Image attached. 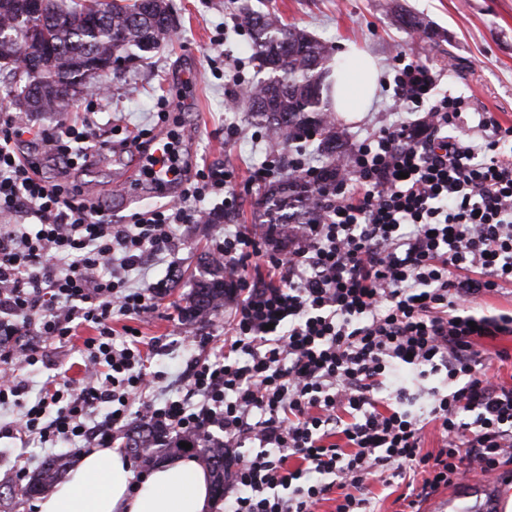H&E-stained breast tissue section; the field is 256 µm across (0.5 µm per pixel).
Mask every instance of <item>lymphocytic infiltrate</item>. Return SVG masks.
<instances>
[{
	"mask_svg": "<svg viewBox=\"0 0 512 512\" xmlns=\"http://www.w3.org/2000/svg\"><path fill=\"white\" fill-rule=\"evenodd\" d=\"M438 74L412 60L394 84L399 115L355 145L322 218L300 225L288 254L257 229L225 231L217 250L234 275L231 335L215 359L195 360L187 399L156 401L137 335L115 345L114 315L156 311L165 290L144 281L175 247L172 227L203 218L205 198H235L232 168L187 180L179 150L171 173L183 197L115 224L78 188L46 179L43 159L67 164L97 147L90 124L30 132L0 123V406L16 422L0 435L28 443L108 447L139 416L167 435L221 440L234 495L225 512H367L377 477L422 480L408 512L470 470L512 465V384L499 382L483 343L512 335V313L473 316L471 303L512 287V124L468 113L461 97L434 98ZM43 154H21L24 136ZM254 277H247V269ZM94 326L79 384L52 382L29 399L21 371ZM402 369L445 375L409 410ZM439 424L437 453L421 449ZM258 444L245 454V441Z\"/></svg>",
	"mask_w": 512,
	"mask_h": 512,
	"instance_id": "lymphocytic-infiltrate-1",
	"label": "lymphocytic infiltrate"
}]
</instances>
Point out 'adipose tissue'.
I'll return each instance as SVG.
<instances>
[{"label": "adipose tissue", "instance_id": "adipose-tissue-1", "mask_svg": "<svg viewBox=\"0 0 512 512\" xmlns=\"http://www.w3.org/2000/svg\"><path fill=\"white\" fill-rule=\"evenodd\" d=\"M333 98L337 113L364 112L378 90L377 67L367 57L341 51ZM208 472L196 460L177 459L134 481L129 459L110 448H95L38 502V512H211Z\"/></svg>", "mask_w": 512, "mask_h": 512}]
</instances>
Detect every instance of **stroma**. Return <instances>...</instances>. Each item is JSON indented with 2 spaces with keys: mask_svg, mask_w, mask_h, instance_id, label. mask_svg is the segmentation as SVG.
<instances>
[{
  "mask_svg": "<svg viewBox=\"0 0 512 512\" xmlns=\"http://www.w3.org/2000/svg\"><path fill=\"white\" fill-rule=\"evenodd\" d=\"M174 32L148 60L126 69L120 76L106 75L105 98L91 101L89 93L78 95L66 111L30 114L14 102L8 81L0 79V121L52 127L92 118L101 139L111 129L122 135L147 128L174 138L193 169H235L237 204L234 222L256 226V212L265 186L255 172L265 160L275 163V178L287 175L294 155L280 149L270 158L268 137L251 122L244 87L256 80L251 63V37L237 28L234 16L241 4L275 13L286 24L307 29L319 40L341 51L350 44L371 55L379 68V89L369 111L340 125L350 143L379 131L393 119L394 74L397 55L404 54L431 64L439 78L436 96L468 98L477 111L496 113L501 122H512V0H170ZM412 14L429 27L419 32L403 25L400 17ZM129 172L105 162L96 172L77 168L69 179L112 216L113 223H129L140 207H157V198L142 205H126L120 193ZM215 223L202 221L173 227L176 248L148 272L152 282H162L166 298L156 311L134 320L115 316L112 326L131 325L143 341L156 343L151 369L159 380L153 395L158 400L184 397L188 384L184 372L197 358L218 353L233 310V301L212 313L206 322L188 320L182 313L194 281L203 271L200 256L215 250L224 235V197L217 194L203 204ZM205 336L206 348L188 344L185 333ZM89 326L79 327L67 347L52 353L48 366L28 373L32 392L49 381L79 382L83 342L93 336ZM72 461L80 456L72 444L45 448L0 438V512H37V497L23 494L13 474L18 467L36 472L54 456Z\"/></svg>",
  "mask_w": 512,
  "mask_h": 512,
  "instance_id": "1",
  "label": "stroma"
}]
</instances>
